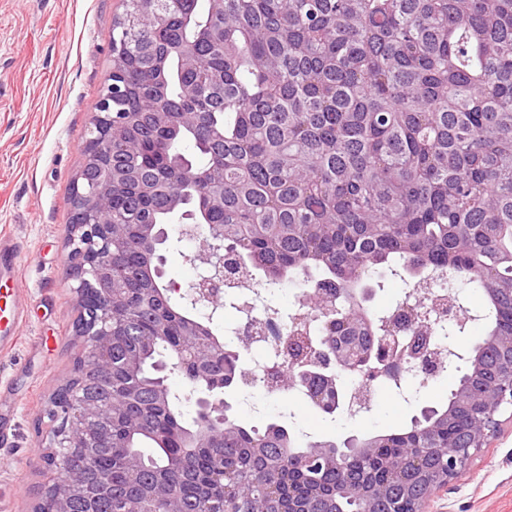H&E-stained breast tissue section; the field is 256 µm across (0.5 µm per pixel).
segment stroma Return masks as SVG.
<instances>
[{
  "mask_svg": "<svg viewBox=\"0 0 512 512\" xmlns=\"http://www.w3.org/2000/svg\"><path fill=\"white\" fill-rule=\"evenodd\" d=\"M122 0H0V237L17 242L14 269L0 276V300L21 289L25 318L13 348L0 351V512H33L49 474L38 434L50 397L70 377L82 340L78 296L66 279L72 210L69 194L99 91L112 69V20ZM166 278L181 285L201 269L202 242L167 225ZM457 375L399 391L378 387L371 411L317 415L287 394L264 397L237 384L224 398L232 418L276 422L313 439L343 441L410 427L427 407L444 406ZM425 512H512V424L466 470L431 493Z\"/></svg>",
  "mask_w": 512,
  "mask_h": 512,
  "instance_id": "35a3bbf8",
  "label": "stroma"
}]
</instances>
